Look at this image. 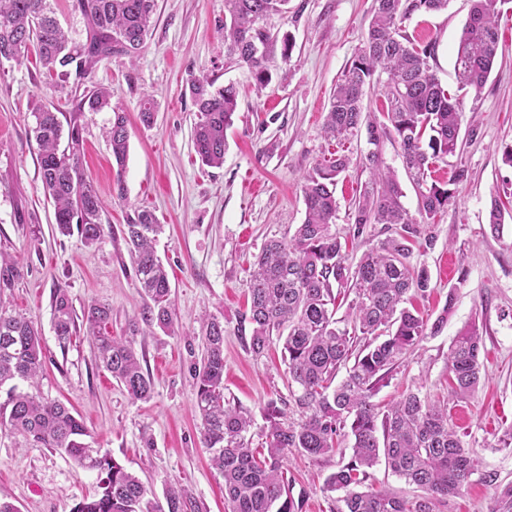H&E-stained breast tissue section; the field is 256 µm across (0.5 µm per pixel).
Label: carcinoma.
<instances>
[{"instance_id":"carcinoma-1","label":"carcinoma","mask_w":512,"mask_h":512,"mask_svg":"<svg viewBox=\"0 0 512 512\" xmlns=\"http://www.w3.org/2000/svg\"><path fill=\"white\" fill-rule=\"evenodd\" d=\"M450 0H375L364 45L344 72L330 99L323 131L329 139H346L366 127L374 146L362 158L370 178L354 201L350 235L365 250L349 256L347 242L336 231V185L348 171L346 154L315 164L304 176V221L292 235L268 239L250 265L248 308L237 331L249 337L248 348L259 357L270 345L282 343L287 387L304 419L284 420L274 400L264 407L267 422L264 450L253 447L252 414L224 398V323L200 319L203 345L195 368V408L202 421V440L211 464L224 479L227 512H302L295 500L284 459L295 451L311 459L339 451L352 441L351 459L324 482L339 492L337 512H437V505L454 496L479 471L480 460L448 418V399L409 389L387 409L373 398L427 336L442 329L452 311L455 289L448 290L442 314L433 323L414 308L412 297L431 291L426 263L414 256V244L432 246L427 225L456 198L454 186L467 178L458 167L448 180L432 177V168L463 150V113L458 99L445 90L432 62L436 42L415 44L403 23L415 13L448 9ZM458 42L455 74L458 88L480 93L499 50L500 5L508 0H471ZM288 0H224V53L248 66L261 91L271 81L267 48L272 40L263 26L272 15L286 12ZM86 21V38L75 42L52 16L50 0H0V58L19 61L35 53L48 82L65 92L70 77L90 79L97 65L113 56L136 63L145 48L156 11V0H72ZM376 87L388 101L383 119L363 107L366 89ZM198 121L194 149L202 164H224L226 130L238 107L234 85H216L207 76L187 85ZM112 111L108 137L115 161V190L124 197L122 179L129 148L127 113L112 106L104 85L93 87L75 112ZM32 133L39 148V173L45 195L54 205L55 224L62 234L77 228L93 245L105 233L103 201L81 168L84 151L78 116L68 129L56 108L32 110ZM390 141L400 148L406 175L418 199V217L404 207L403 191L384 162L379 147ZM381 224V235L369 225ZM491 232H502L500 197L491 198ZM161 225L152 212L139 210L126 224V242L136 277L147 299L143 320L169 331L175 323L168 272L157 255ZM22 277L16 256L0 251V293ZM353 294L344 318L336 317V300ZM85 323L101 367L134 400L152 397L154 384L131 343L112 335L109 306L88 305L77 316L68 292L58 288L52 299V327L61 351ZM483 332L476 324L464 328L448 348L451 395L469 400L479 387ZM345 376L336 380L340 370ZM43 370L41 333L27 317L0 301V426L26 440L66 456L96 476L94 492L82 497L71 512H198L175 485L165 492V504L147 497L139 478L109 454L85 441L87 432L73 409L23 391L19 382L37 383ZM405 483L420 490L408 499L387 491L362 489L367 470L379 462ZM481 479L496 489L492 512H512V483L497 485L492 472Z\"/></svg>"}]
</instances>
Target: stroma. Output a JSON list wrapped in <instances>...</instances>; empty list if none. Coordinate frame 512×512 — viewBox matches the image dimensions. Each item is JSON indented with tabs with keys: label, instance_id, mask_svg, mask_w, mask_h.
<instances>
[{
	"label": "stroma",
	"instance_id": "1",
	"mask_svg": "<svg viewBox=\"0 0 512 512\" xmlns=\"http://www.w3.org/2000/svg\"><path fill=\"white\" fill-rule=\"evenodd\" d=\"M373 0H289L287 13L266 20L273 37L271 81L256 92L250 69L224 54L221 29L224 0H157L151 35L136 62L115 56L102 61L95 82L112 92L113 105L130 117L124 175H117L105 129L107 112H82V169L104 198L107 225L102 240L87 245L78 234L61 235L54 206L38 175V146L31 132L33 105L55 106L71 116L86 85L69 82L65 93L47 83L34 60L0 61V250L20 256L23 275L4 296L41 331L45 356L38 394L72 407L95 447L109 453L140 478L149 498L163 501L179 484L199 512H224V480L212 468L194 412V367L203 314L224 322V396L248 409L254 434L265 427L269 400L285 401L288 420L300 414L288 392L280 345L255 357L237 332L246 308L248 267L264 242L282 236L304 219L301 185L305 173L331 153L353 162L336 186V230L348 234L352 203L369 177L359 157L368 149L366 133L348 141L328 140L322 130L330 97L360 48L372 17ZM470 0H451L447 10L416 14L405 29L415 40H435L434 72L464 114L462 153L436 166L435 178L449 179L456 166L468 170L456 201L439 214L429 232L430 248L420 249L431 273V294L415 299L429 319L444 317L441 331L425 338L375 397L386 405L406 389L423 386L443 395L448 385V348L470 323L483 327L482 379L465 403L449 401L457 430L480 458L481 468L512 482V446L504 430L512 425V221L500 235L488 227L492 195L512 198V167L502 153L512 144V8L499 18L500 42L494 70L481 94L459 92L454 63ZM293 48L283 56L282 35ZM207 75L239 92L234 124L226 132L224 164L201 166L192 143L196 108L185 92L190 77ZM157 106L152 127L140 124L142 98ZM123 178L124 197L113 190ZM147 209L163 226L157 252L172 285L176 321L171 332L131 334L141 318L144 296L125 240L134 210ZM466 277H459V269ZM66 289L75 309L97 301L112 309L109 329L131 339L144 370L154 381L150 401H135L95 363L85 333L60 351L52 329V296ZM454 296L450 314L442 309ZM348 455L317 460L289 452L285 463L293 488L305 491L302 512H330L327 476ZM95 477L67 457L0 431V499L19 512H71L92 493ZM494 487L472 477L438 512H491Z\"/></svg>",
	"mask_w": 512,
	"mask_h": 512
}]
</instances>
